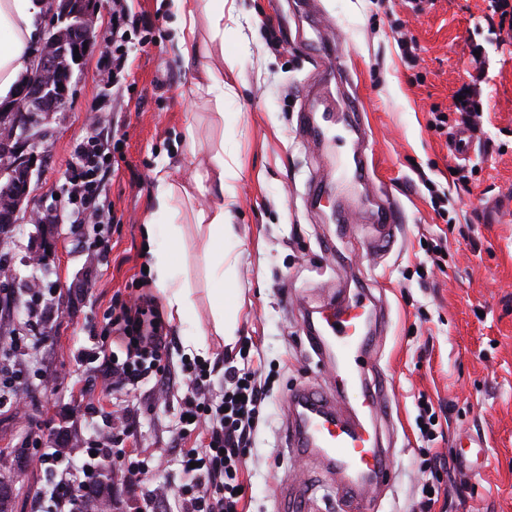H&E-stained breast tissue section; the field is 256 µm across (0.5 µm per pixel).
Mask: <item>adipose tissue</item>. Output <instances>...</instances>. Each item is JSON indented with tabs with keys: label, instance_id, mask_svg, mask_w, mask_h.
<instances>
[{
	"label": "adipose tissue",
	"instance_id": "obj_1",
	"mask_svg": "<svg viewBox=\"0 0 512 512\" xmlns=\"http://www.w3.org/2000/svg\"><path fill=\"white\" fill-rule=\"evenodd\" d=\"M169 7L179 18L173 38L184 64L196 70L198 90L223 100L224 74L202 62L197 20L205 18L211 41H223L225 0H208L204 5L199 0H171ZM45 8L44 0H0V100L16 95L18 76L30 63L37 24ZM212 165L209 179L195 177L186 183L174 182L170 172H155L157 213L167 212L179 194L200 200L194 223L208 271L204 292L191 288L185 265L173 261L174 255L185 251L183 225L161 226L151 219L145 223L151 282L163 300L169 321L188 327L191 339L186 344L187 353L202 359L210 355V337H218L228 346L235 343L239 296L237 259L227 249L237 234L224 210V195L231 192L230 181L236 173L225 165L223 148L215 149ZM201 295L209 306L210 318L205 322L196 312Z\"/></svg>",
	"mask_w": 512,
	"mask_h": 512
}]
</instances>
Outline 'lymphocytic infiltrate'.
<instances>
[{"instance_id":"f902f5d3","label":"lymphocytic infiltrate","mask_w":512,"mask_h":512,"mask_svg":"<svg viewBox=\"0 0 512 512\" xmlns=\"http://www.w3.org/2000/svg\"><path fill=\"white\" fill-rule=\"evenodd\" d=\"M103 164L100 144L85 147L74 185L82 206L95 219L103 216L94 192ZM167 338L163 317L147 295H139L132 304L118 299L107 316L104 334L97 339V356L111 369L113 385L136 387L161 372ZM186 373L192 391L180 409V435L187 438L201 430L207 443L184 451L182 463L190 467L193 481L181 491L180 512H238V467L251 444L268 389L254 372L231 365L224 371L226 387L221 403L215 406L207 398L210 369L196 363ZM32 456L65 471L64 478L51 487L46 512H75L83 492L97 487L101 472L114 464L111 449L99 448L94 455L84 456L79 466H71L59 449L40 439L32 448Z\"/></svg>"}]
</instances>
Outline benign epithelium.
Segmentation results:
<instances>
[{
	"label": "benign epithelium",
	"mask_w": 512,
	"mask_h": 512,
	"mask_svg": "<svg viewBox=\"0 0 512 512\" xmlns=\"http://www.w3.org/2000/svg\"><path fill=\"white\" fill-rule=\"evenodd\" d=\"M51 23L42 38L33 67L19 80L16 97L0 106L10 113L8 126L0 130V230L28 215L31 222L44 224L47 217L29 209L33 158L39 138L33 127L55 112L65 109L71 89L74 67L61 65L66 56H85L84 45L96 36L95 20L88 0H48Z\"/></svg>",
	"instance_id": "1"
}]
</instances>
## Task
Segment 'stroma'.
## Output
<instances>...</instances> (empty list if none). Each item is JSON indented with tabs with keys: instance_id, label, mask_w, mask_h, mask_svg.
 <instances>
[{
	"instance_id": "stroma-1",
	"label": "stroma",
	"mask_w": 512,
	"mask_h": 512,
	"mask_svg": "<svg viewBox=\"0 0 512 512\" xmlns=\"http://www.w3.org/2000/svg\"><path fill=\"white\" fill-rule=\"evenodd\" d=\"M319 2L317 19L307 0H236L223 43L206 45L232 88L219 103L193 93L196 75L171 39L175 17L159 0H127L148 30L127 39L129 73L121 88L106 85L98 61L112 0H91L99 36L75 69L67 108L42 127L32 174V209L60 214L61 221L24 220L0 235V260L14 271L0 297L16 304L0 334L35 342L13 357L31 373L23 405L0 408V473L12 486L10 512H41L43 491L60 477L29 457L14 463L15 450L40 435L80 463L89 443L111 437L113 414L124 418L126 452L161 465L140 482L117 471L104 475L105 497L116 512H140L147 491L162 485L167 512H177L187 481L177 434L188 393L185 330L169 325L167 369L160 381L137 389L113 386L94 360V338L114 294L130 300L155 293L142 236L155 209V170L178 179L211 174V149L219 144L236 172L224 207L241 254L236 344L242 354L231 362L258 372L270 390L256 443L241 460L239 512H279L286 479L307 482L312 512H327L334 495L328 477L286 449L288 395L300 386L326 387L330 378L304 333L305 313L323 296L356 286L382 294L389 306L375 352L390 394L393 423L383 432L394 450L393 477L379 512H410L425 482L440 489L432 512H512V38L489 42L499 28L491 0H434L418 14L404 0ZM403 38L417 48L415 65L402 58ZM326 40L344 73L335 94L353 90L361 101L368 185L341 176L352 161L350 148L335 159L322 157L298 135L304 89ZM468 89L483 123L471 132V156L460 159L448 150L456 123L438 131L432 122L435 113L454 114ZM190 123L197 128L192 158L182 140ZM93 137L108 141L100 199L116 217L103 237L68 199L75 151ZM317 169L329 173L331 197L313 209L305 187ZM382 191L398 209L391 250L368 248V225L358 215L337 238V199L364 208ZM158 221L184 225L191 284L205 287L187 201L175 198ZM40 246L49 249L43 264L28 263ZM34 278L42 283L39 323L24 307L25 284ZM423 400L440 410L443 435L431 443L416 426ZM464 435L488 449L481 474L458 467ZM429 451L445 458L446 468L421 469Z\"/></svg>"
}]
</instances>
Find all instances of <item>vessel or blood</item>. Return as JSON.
Masks as SVG:
<instances>
[{
  "instance_id": "1",
  "label": "vessel or blood",
  "mask_w": 512,
  "mask_h": 512,
  "mask_svg": "<svg viewBox=\"0 0 512 512\" xmlns=\"http://www.w3.org/2000/svg\"><path fill=\"white\" fill-rule=\"evenodd\" d=\"M318 77L306 89L308 109L330 112L335 98L329 76L333 59L320 60ZM376 235L371 242L383 251L392 242L397 214L392 205L379 206L372 215ZM386 309L370 289H356L349 298L330 299L315 321L307 325V340L332 370L330 390L295 389L288 399V452L313 460L333 483L336 496L355 512H376V493L389 483L393 472L382 427L388 413L383 408L386 383L369 376L373 351L371 329L385 317ZM307 483L292 482L280 490L283 512L308 498Z\"/></svg>"
}]
</instances>
